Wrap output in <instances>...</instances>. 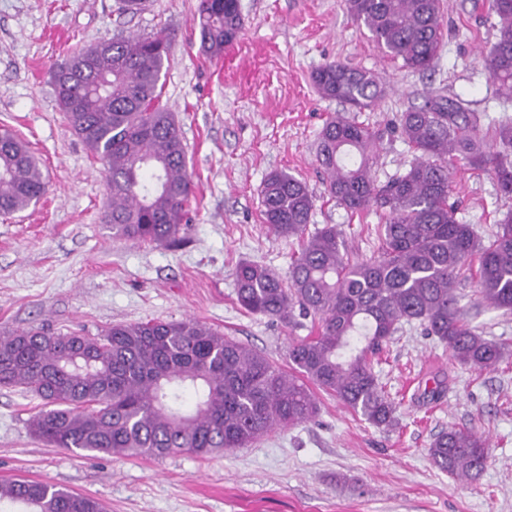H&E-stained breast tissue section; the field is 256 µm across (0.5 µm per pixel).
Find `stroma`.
<instances>
[{
	"label": "stroma",
	"instance_id": "stroma-1",
	"mask_svg": "<svg viewBox=\"0 0 512 512\" xmlns=\"http://www.w3.org/2000/svg\"><path fill=\"white\" fill-rule=\"evenodd\" d=\"M489 0H441L442 43L434 70L385 55L345 0H240L243 28L208 59L199 51L200 0H146L135 14L117 0H0V128L16 131L40 158L48 190L38 206L0 217V331L42 326L97 334L117 323L195 318L279 365L310 320L287 325L246 313L233 271L255 261L288 271L301 243L264 224L261 189L284 170L314 197L312 227L336 225L351 257L378 246L375 210L347 211L326 191L316 145L340 111L311 76L341 61L374 73L379 102L356 113L382 132L378 180L402 172L413 152L391 124L433 91L472 100L490 119L512 117L483 62L496 39ZM170 34L162 102L182 129L194 183L192 218L180 243L113 237L103 166L59 111L51 75L64 56L117 35ZM461 223L486 232L507 212L490 174L458 171ZM472 325L512 342V313L481 304L474 284L458 290ZM374 370L397 421L375 427L319 393L320 413L251 446L199 457L74 456L35 439L27 422L42 407L33 393L0 387V482H48L100 500L106 512H512V357L492 371L455 363L416 322L405 323ZM442 382L439 398L428 390ZM468 426L488 435L481 477L462 480L428 456L435 435Z\"/></svg>",
	"mask_w": 512,
	"mask_h": 512
}]
</instances>
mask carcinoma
I'll use <instances>...</instances> for the list:
<instances>
[{"mask_svg": "<svg viewBox=\"0 0 512 512\" xmlns=\"http://www.w3.org/2000/svg\"><path fill=\"white\" fill-rule=\"evenodd\" d=\"M385 53L420 71L439 58L440 0H346ZM497 30L486 65L497 96L512 100V0H492ZM243 26L236 0H202L200 52L224 55ZM167 35L117 36L66 56L53 70L58 108L107 173L105 223L112 236L175 245L189 224L191 184L181 126L162 104ZM321 97L361 111L384 87L372 73L342 62L313 73ZM485 114L457 95L431 92L400 112L396 128L413 149L404 172L377 181L378 134L340 112L319 133L317 158L331 198L351 212L381 210V246L354 259L337 227L309 231L313 198L305 182L270 173L262 188L264 223L302 246L288 277L243 261L234 270L236 300L250 314L291 324L311 318L310 335L288 346V368L194 319L115 324L97 336L40 327L0 333V386L35 394L43 408L29 433L79 455L162 458L247 448L277 428L312 421L314 389L333 395L376 427L395 422L396 408L379 384L372 356L416 321L448 346L455 361L495 369L512 347L469 324L457 294L475 280L482 303L512 312V213L485 238L463 224L449 202L457 169H489L512 197V118ZM46 189L29 144L0 129V215L33 206ZM191 390L194 405L183 394ZM433 464L477 479L489 457L471 427H451L428 449ZM0 512H104L89 496L28 481L0 483Z\"/></svg>", "mask_w": 512, "mask_h": 512, "instance_id": "cac0c4a2", "label": "carcinoma"}]
</instances>
